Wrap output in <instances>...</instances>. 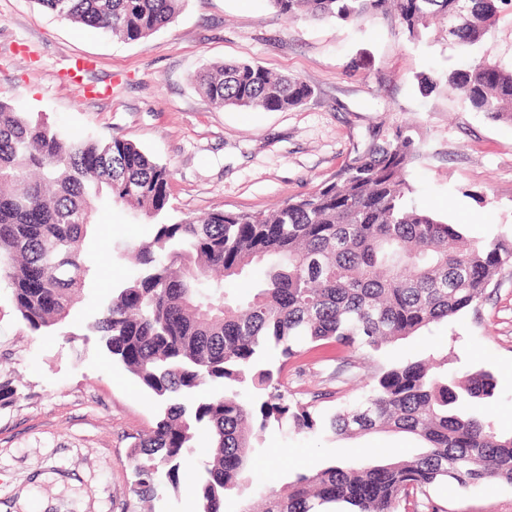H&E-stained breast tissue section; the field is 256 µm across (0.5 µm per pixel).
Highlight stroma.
<instances>
[{
    "mask_svg": "<svg viewBox=\"0 0 512 512\" xmlns=\"http://www.w3.org/2000/svg\"><path fill=\"white\" fill-rule=\"evenodd\" d=\"M473 57L512 66V16L503 15ZM248 61L312 86L304 105L283 112L218 107L192 80L201 67ZM446 39L412 43L391 20L359 26L291 21L268 0H185L165 28L127 42L46 11L36 0H0V100L41 114L75 135L122 138L173 172L169 215L214 209L266 211L313 190L364 147L378 126H407L423 145L407 179V201L491 240L512 232V123L473 111L447 85L422 94V76L461 67ZM83 247L93 259L68 322L31 333L0 281V512H195L185 491L151 502L133 491L128 450L162 408L112 361L85 324L119 283L137 272L118 249L153 229L103 201ZM433 357L454 377L484 369L496 382L488 405L496 428L512 432V265L502 268L476 309L431 324L376 353L355 352L358 377L337 385L341 356L318 346L291 362V401L321 416L362 400L374 377L407 354ZM332 392L330 401L317 400ZM413 454L402 433L341 439L292 426L261 433L252 453L264 484L364 449ZM434 512H512V486H437Z\"/></svg>",
    "mask_w": 512,
    "mask_h": 512,
    "instance_id": "35a3bbf8",
    "label": "stroma"
}]
</instances>
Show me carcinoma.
<instances>
[{
  "label": "carcinoma",
  "instance_id": "obj_1",
  "mask_svg": "<svg viewBox=\"0 0 512 512\" xmlns=\"http://www.w3.org/2000/svg\"><path fill=\"white\" fill-rule=\"evenodd\" d=\"M57 16L130 42L172 22L182 0H36ZM280 15L357 25L392 17L412 42L423 39L460 0H268ZM512 0H466L471 21L448 31L466 54ZM195 82L221 107L287 111L313 88L251 62L214 65ZM446 82L476 112L512 122V69L470 59ZM421 150L409 127L372 133L333 177L272 212L215 209L201 218L167 215L171 170L131 141L76 137L0 101V279L34 333L69 317L92 271L82 243L107 196L153 221L150 240L119 256L137 273L112 290L89 323L113 361L164 405L128 458L143 500L180 487L194 440L210 438L196 485V512H223L233 491L259 488L262 512H400L437 485L512 486V435L484 414L496 383L485 370L460 382L434 372V361L407 356L376 377L364 399L324 419L288 399L281 381L293 359L322 342L345 349L382 346L475 308L493 277L512 263V235L471 238L407 204L405 173ZM256 264L265 279L245 294ZM223 388L205 398L200 388ZM260 391L244 402L237 388ZM357 437L404 433L419 444L405 458L331 464L279 488L250 471L253 441L269 426ZM170 465L167 483L159 466Z\"/></svg>",
  "mask_w": 512,
  "mask_h": 512
}]
</instances>
